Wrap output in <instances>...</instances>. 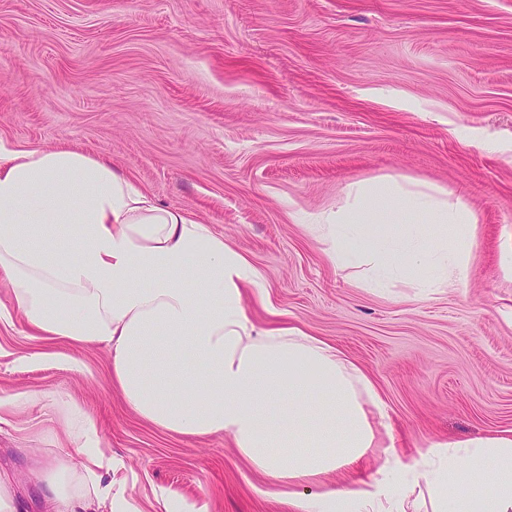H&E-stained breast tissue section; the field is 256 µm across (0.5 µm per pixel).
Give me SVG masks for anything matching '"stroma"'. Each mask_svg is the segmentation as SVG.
<instances>
[{"label": "stroma", "instance_id": "obj_1", "mask_svg": "<svg viewBox=\"0 0 512 512\" xmlns=\"http://www.w3.org/2000/svg\"><path fill=\"white\" fill-rule=\"evenodd\" d=\"M0 144L76 149L207 224L265 275L268 305L374 382L407 453L512 430V0H0ZM394 176L471 207L467 276L431 298L331 264L306 214ZM0 477L41 512L71 405L100 423L112 493L208 512H284L229 437L139 419L102 344L0 324Z\"/></svg>", "mask_w": 512, "mask_h": 512}]
</instances>
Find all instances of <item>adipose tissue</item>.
Instances as JSON below:
<instances>
[{
    "label": "adipose tissue",
    "mask_w": 512,
    "mask_h": 512,
    "mask_svg": "<svg viewBox=\"0 0 512 512\" xmlns=\"http://www.w3.org/2000/svg\"><path fill=\"white\" fill-rule=\"evenodd\" d=\"M308 226L333 265L365 286L446 291L469 267L475 217L432 186L387 176ZM0 324L22 315L48 339L104 343L112 385L143 420L196 440L230 437L258 494L288 512H512V431L431 445L411 458L364 371L294 326L264 327L247 303L267 282L234 246L161 206L112 165L70 149L0 155ZM371 478L332 483L374 453ZM100 446L40 469L43 512L112 497Z\"/></svg>",
    "instance_id": "1"
}]
</instances>
